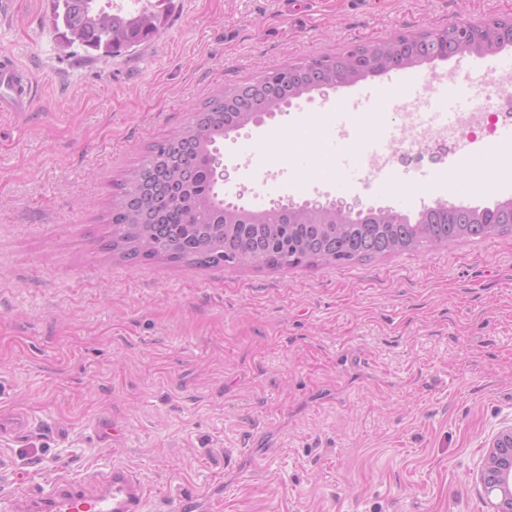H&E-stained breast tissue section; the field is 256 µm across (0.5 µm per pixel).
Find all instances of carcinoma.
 Listing matches in <instances>:
<instances>
[{
	"instance_id": "obj_1",
	"label": "carcinoma",
	"mask_w": 512,
	"mask_h": 512,
	"mask_svg": "<svg viewBox=\"0 0 512 512\" xmlns=\"http://www.w3.org/2000/svg\"><path fill=\"white\" fill-rule=\"evenodd\" d=\"M98 0H64L54 24L93 50L118 53L159 33L165 16L152 2L122 11ZM477 45L498 51L493 30L454 25L355 45L336 56L286 65L255 80L213 94L193 108L190 123L147 147L132 176L116 185L107 214V249L132 264L162 262L191 267L246 266L275 269L346 265L443 243L512 233V201L493 207L424 208L404 224L389 209H371L351 223L280 204L253 213L224 204L211 172L218 143L257 114L304 95L323 82L357 83L392 67L411 68L446 50Z\"/></svg>"
}]
</instances>
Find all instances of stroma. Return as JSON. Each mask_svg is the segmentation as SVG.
Wrapping results in <instances>:
<instances>
[{
	"label": "stroma",
	"mask_w": 512,
	"mask_h": 512,
	"mask_svg": "<svg viewBox=\"0 0 512 512\" xmlns=\"http://www.w3.org/2000/svg\"><path fill=\"white\" fill-rule=\"evenodd\" d=\"M55 0H14L0 53L35 107L0 112V507L121 463L147 512H486L475 481L512 425V233L365 263L132 265L102 248L114 180L215 91L399 34L512 18V0H169L118 55L64 47ZM339 90L229 133L225 201L346 196L416 217L455 143L399 147L395 187L336 165L312 117Z\"/></svg>",
	"instance_id": "1"
}]
</instances>
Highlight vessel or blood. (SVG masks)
Segmentation results:
<instances>
[{
	"mask_svg": "<svg viewBox=\"0 0 512 512\" xmlns=\"http://www.w3.org/2000/svg\"><path fill=\"white\" fill-rule=\"evenodd\" d=\"M453 70L463 77L484 78L502 70H512V57L500 56L477 60L456 56ZM33 78L12 56H0V112H26L33 103ZM413 90L416 96L429 97L434 112L458 110L463 100L460 93L442 91L429 96L428 80L400 68L385 72L382 82L355 86L337 107L344 119L338 124L340 135L335 147L341 154L344 176L365 182L378 178V171L363 167L346 154L350 137L348 115L357 112L395 111L403 90ZM146 486L141 476L124 464L92 472L81 479L61 478L49 488L36 493H21L9 506V512H146Z\"/></svg>",
	"mask_w": 512,
	"mask_h": 512,
	"instance_id": "obj_1",
	"label": "vessel or blood"
}]
</instances>
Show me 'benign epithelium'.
<instances>
[{"instance_id": "1", "label": "benign epithelium", "mask_w": 512, "mask_h": 512, "mask_svg": "<svg viewBox=\"0 0 512 512\" xmlns=\"http://www.w3.org/2000/svg\"><path fill=\"white\" fill-rule=\"evenodd\" d=\"M306 204L315 213L329 210L338 218L357 215L356 204L343 197L313 199ZM478 478L488 512H512V426L500 430L489 442Z\"/></svg>"}]
</instances>
